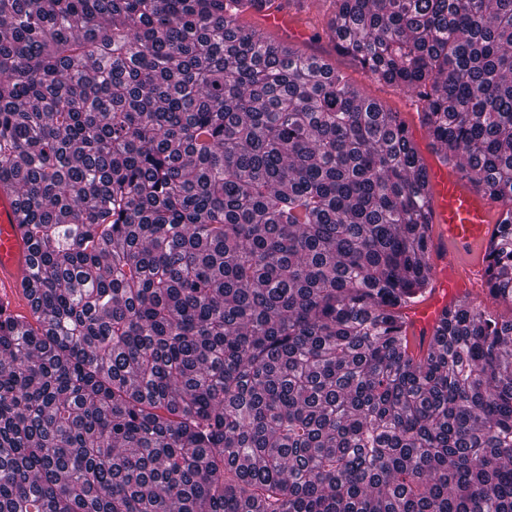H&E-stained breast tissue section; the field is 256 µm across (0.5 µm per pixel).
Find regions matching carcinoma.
I'll return each mask as SVG.
<instances>
[{
	"label": "carcinoma",
	"mask_w": 512,
	"mask_h": 512,
	"mask_svg": "<svg viewBox=\"0 0 512 512\" xmlns=\"http://www.w3.org/2000/svg\"><path fill=\"white\" fill-rule=\"evenodd\" d=\"M325 10L501 207L512 0H0V183L33 257L0 306V512H512V319L430 284L398 113L241 17Z\"/></svg>",
	"instance_id": "carcinoma-1"
}]
</instances>
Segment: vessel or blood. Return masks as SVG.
Returning <instances> with one entry per match:
<instances>
[{"mask_svg": "<svg viewBox=\"0 0 512 512\" xmlns=\"http://www.w3.org/2000/svg\"><path fill=\"white\" fill-rule=\"evenodd\" d=\"M421 155L427 167L429 216L427 263L432 291L407 312L408 349L427 350L446 308L465 298H487L486 253L499 205L429 150ZM31 249L18 220V205L10 189L0 186V302L21 293V279Z\"/></svg>", "mask_w": 512, "mask_h": 512, "instance_id": "obj_1", "label": "vessel or blood"}]
</instances>
